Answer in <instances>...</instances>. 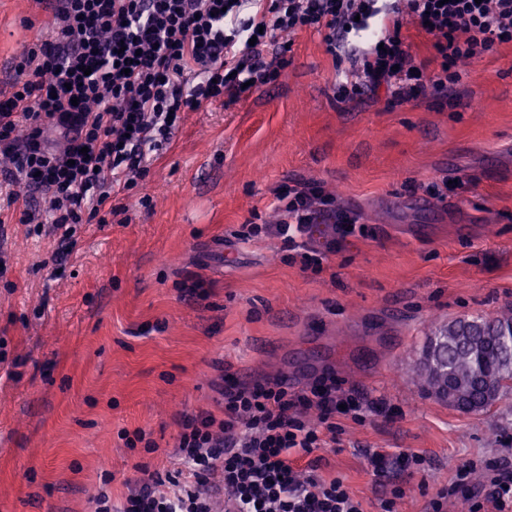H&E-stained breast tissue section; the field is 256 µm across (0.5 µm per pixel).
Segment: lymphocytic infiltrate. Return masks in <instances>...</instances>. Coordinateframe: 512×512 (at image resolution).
Instances as JSON below:
<instances>
[{"instance_id":"1","label":"lymphocytic infiltrate","mask_w":512,"mask_h":512,"mask_svg":"<svg viewBox=\"0 0 512 512\" xmlns=\"http://www.w3.org/2000/svg\"><path fill=\"white\" fill-rule=\"evenodd\" d=\"M49 12V34L24 44L15 78L0 96V223L51 224L74 244L80 224L107 223L112 196L132 190L156 155L171 144L183 112L203 103H233L277 79L290 46L285 39L314 29L339 71L336 99L344 104L386 97L393 105L447 99L471 65L496 43L512 42V0H38ZM413 25L439 61L418 63L402 34ZM283 54L265 60L262 50ZM64 148H57V139ZM44 199L37 208L31 194ZM282 218L244 224L243 241L280 237L300 249L303 269L321 272L356 225L357 213L338 208L317 183L278 187ZM325 225L319 246L306 244L312 225ZM221 414H183L178 422L177 470L137 465L140 477L121 504L106 490L94 512H216L225 496L233 512H364L342 478L304 476L288 458L337 442L342 420L364 423L357 395L338 393L327 373L294 390L282 382L239 383L226 377ZM317 409L318 422L305 413ZM462 499L482 512L492 499L512 512V468L468 460L427 512Z\"/></svg>"}]
</instances>
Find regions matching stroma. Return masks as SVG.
<instances>
[{"instance_id": "35a3bbf8", "label": "stroma", "mask_w": 512, "mask_h": 512, "mask_svg": "<svg viewBox=\"0 0 512 512\" xmlns=\"http://www.w3.org/2000/svg\"><path fill=\"white\" fill-rule=\"evenodd\" d=\"M34 0H0V58L43 30ZM280 78L232 105L184 113L117 215L83 224L64 262L51 227L0 224V512H94L121 501L135 463L175 469L176 421L221 413L222 373L305 382L332 372L371 407L336 447L291 457L345 480L366 512L392 487L398 512H424L468 459L512 462V394L462 413L428 392L416 364L428 336L463 316L512 311V43L473 64L446 104H341L336 64L298 32ZM292 180L341 190L359 221L320 274L279 238L233 232L277 220ZM453 181L447 198L433 188ZM200 280L205 298L182 297ZM144 430L155 453L126 448ZM423 453V470L369 452Z\"/></svg>"}]
</instances>
